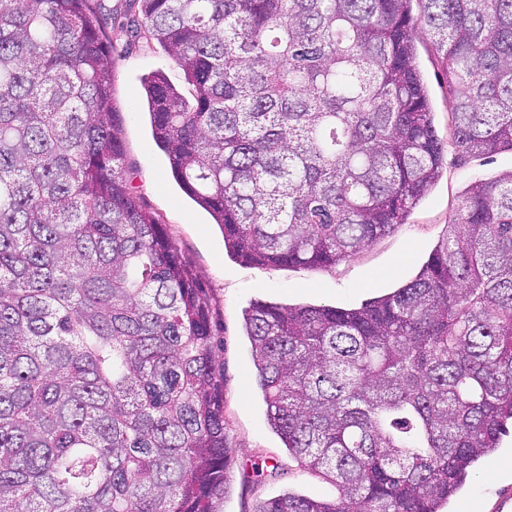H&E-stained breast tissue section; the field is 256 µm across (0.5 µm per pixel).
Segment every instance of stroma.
Wrapping results in <instances>:
<instances>
[{
  "label": "stroma",
  "instance_id": "stroma-1",
  "mask_svg": "<svg viewBox=\"0 0 512 512\" xmlns=\"http://www.w3.org/2000/svg\"><path fill=\"white\" fill-rule=\"evenodd\" d=\"M129 0H102L98 17L112 49V101L125 145L122 173L133 196L152 213L207 289L213 329L224 369V426L235 463L217 512H255L261 501L291 490L314 498H335L336 488L292 458L271 428L266 404L254 380L252 347L243 314L257 301L292 305L331 304L357 308L410 281L448 233L461 195L474 181L512 170V151L490 159L445 152L440 178L410 211L404 224L357 254L328 268H266L241 262L224 246L220 227L185 195L167 156L156 145L144 107L143 79L164 73L184 86L183 74L164 48L135 38L128 26ZM417 65L430 92L433 124L442 142L452 136L448 90L441 61L424 27H416ZM512 499V434L471 471L445 512H499Z\"/></svg>",
  "mask_w": 512,
  "mask_h": 512
}]
</instances>
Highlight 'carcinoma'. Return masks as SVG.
Here are the masks:
<instances>
[{"instance_id":"cac0c4a2","label":"carcinoma","mask_w":512,"mask_h":512,"mask_svg":"<svg viewBox=\"0 0 512 512\" xmlns=\"http://www.w3.org/2000/svg\"><path fill=\"white\" fill-rule=\"evenodd\" d=\"M421 3L419 16L412 2ZM192 86L145 84L184 190L262 266H333L440 177L412 33L462 156L512 151V0H133ZM95 0H0V512H214L232 468L205 289L121 172ZM256 384L336 484L256 512H443L512 433V170L359 308L257 302Z\"/></svg>"}]
</instances>
